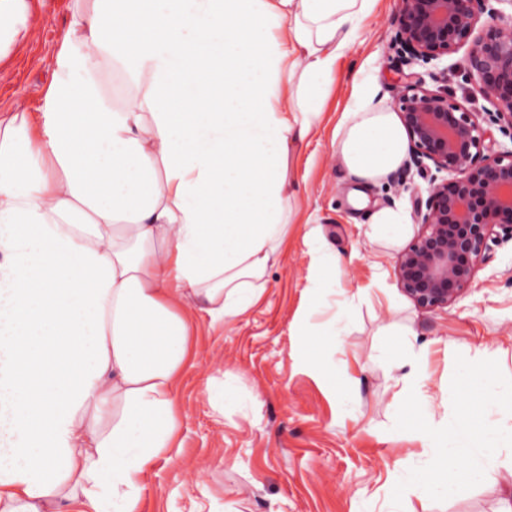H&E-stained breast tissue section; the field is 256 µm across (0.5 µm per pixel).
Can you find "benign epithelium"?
<instances>
[{
  "label": "benign epithelium",
  "instance_id": "7a95c632",
  "mask_svg": "<svg viewBox=\"0 0 512 512\" xmlns=\"http://www.w3.org/2000/svg\"><path fill=\"white\" fill-rule=\"evenodd\" d=\"M486 2L398 0L391 45L402 65L395 100L408 162L446 173L430 179L426 198H415L419 230L396 261L402 289L421 312L454 304L491 246L512 240V148L493 149L492 132L496 126L512 139V15ZM465 45L472 93L496 103L494 111L474 112L448 93L445 70H413Z\"/></svg>",
  "mask_w": 512,
  "mask_h": 512
}]
</instances>
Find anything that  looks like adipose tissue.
Listing matches in <instances>:
<instances>
[{"label":"adipose tissue","instance_id":"adipose-tissue-1","mask_svg":"<svg viewBox=\"0 0 512 512\" xmlns=\"http://www.w3.org/2000/svg\"><path fill=\"white\" fill-rule=\"evenodd\" d=\"M94 2L40 120L0 115V512H140L143 475L183 445L198 318L264 295L294 160L378 0ZM350 84L336 156L356 198L408 142Z\"/></svg>","mask_w":512,"mask_h":512}]
</instances>
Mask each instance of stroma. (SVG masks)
<instances>
[{"instance_id": "obj_1", "label": "stroma", "mask_w": 512, "mask_h": 512, "mask_svg": "<svg viewBox=\"0 0 512 512\" xmlns=\"http://www.w3.org/2000/svg\"><path fill=\"white\" fill-rule=\"evenodd\" d=\"M24 43L0 54V114L39 112L52 78L61 36L75 0H27ZM398 0H382L362 24L361 40L336 65L326 102L330 116L343 112L351 72L373 86L374 105L393 108L399 63L389 49ZM467 47L443 58L448 90L469 109H489L473 96L464 74ZM308 173L299 201L303 216L316 218L340 257L337 286L359 283L363 293L349 309L341 336L319 348L310 337L308 358L336 369L333 381L312 374L302 360L293 316L316 303L308 277L312 257L302 236L287 243L269 275L261 300L241 321L214 323L201 317L207 342L203 364L185 379L181 397L191 408L179 455L165 454L144 475L141 512H391L397 481L426 465L409 432L395 430L396 407L408 390L398 382L393 359L419 355L424 345L447 341L449 354L473 359L476 351L503 348L501 371L512 378V241L493 246L475 281L449 309L418 312L402 292L395 266L405 241L369 240L368 211H353L349 185L332 148L331 132L305 147L297 160ZM429 180L410 174L406 187L371 188L372 207L393 198L414 224L413 194ZM414 335H407V327ZM234 379L240 398L215 412L203 396L215 372ZM512 448L485 467V479L460 496L434 502L430 512H512V487L503 476Z\"/></svg>"}]
</instances>
